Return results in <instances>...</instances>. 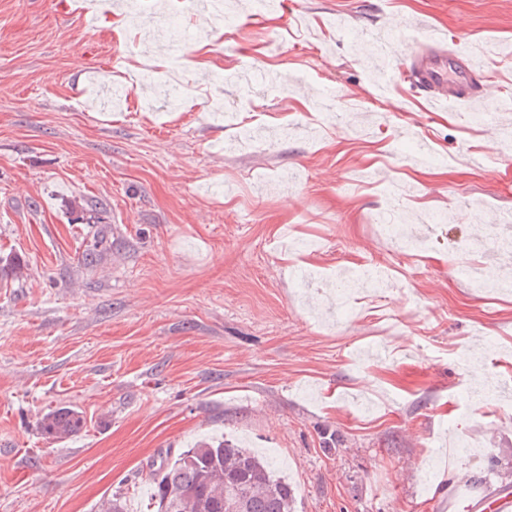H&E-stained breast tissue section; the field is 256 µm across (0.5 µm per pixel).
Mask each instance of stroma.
I'll use <instances>...</instances> for the list:
<instances>
[{
    "label": "stroma",
    "instance_id": "stroma-1",
    "mask_svg": "<svg viewBox=\"0 0 512 512\" xmlns=\"http://www.w3.org/2000/svg\"><path fill=\"white\" fill-rule=\"evenodd\" d=\"M116 13L117 34L102 24ZM0 0V512H151L161 461L261 449L297 512H440L512 489V292L498 251L512 112H433L391 81L371 128L352 44L400 18L485 53L512 95V0ZM207 41L211 68L196 67ZM336 99L329 121L313 92ZM399 219L378 236L374 215ZM393 284L336 305L340 270ZM86 424L62 441L38 420ZM82 412L72 406H59L45 413L40 425L45 434L63 440L78 434L84 427Z\"/></svg>",
    "mask_w": 512,
    "mask_h": 512
}]
</instances>
